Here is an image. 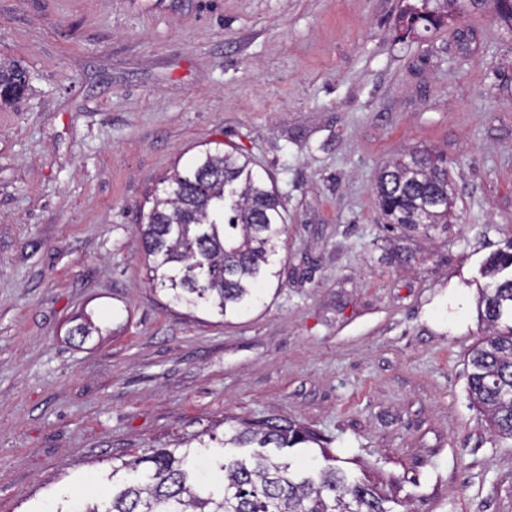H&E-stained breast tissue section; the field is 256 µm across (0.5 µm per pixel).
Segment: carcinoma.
I'll return each instance as SVG.
<instances>
[{
	"label": "carcinoma",
	"instance_id": "cac0c4a2",
	"mask_svg": "<svg viewBox=\"0 0 512 512\" xmlns=\"http://www.w3.org/2000/svg\"><path fill=\"white\" fill-rule=\"evenodd\" d=\"M493 5L496 22L512 29V0H477ZM466 7L464 0H416L399 17L405 33L417 24L438 29ZM24 69L0 64V102L19 100ZM167 187L140 217L137 232L148 257V280L171 301L205 309L227 322L261 300V287L280 277L275 258L288 232L282 199L273 183L254 171L252 160L221 143L200 150L189 165L165 179ZM375 190L387 223L414 230L427 218L450 224L454 198L448 196L443 157L416 148L386 165ZM512 240L489 260L493 280L482 289L481 317L492 329L472 352L469 393L486 411L494 429L512 438ZM98 331L91 316L70 335L80 342ZM233 455H209L213 478L204 481L193 453L161 449L131 462L112 465V498L99 504L80 499L55 512H394L391 499L331 464L300 470L278 455L282 448L323 447L313 430L291 421L244 422L219 440ZM136 476L118 479L121 472Z\"/></svg>",
	"mask_w": 512,
	"mask_h": 512
}]
</instances>
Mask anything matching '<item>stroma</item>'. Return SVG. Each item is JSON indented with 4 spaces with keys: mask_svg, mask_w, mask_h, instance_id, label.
Listing matches in <instances>:
<instances>
[{
    "mask_svg": "<svg viewBox=\"0 0 512 512\" xmlns=\"http://www.w3.org/2000/svg\"><path fill=\"white\" fill-rule=\"evenodd\" d=\"M0 0V512L108 501L115 458L241 421L395 512H512V439L467 392L484 267L512 237V30L490 9L401 36L402 0ZM282 197L279 283L218 322L146 279L135 230L202 144ZM443 155L450 224H385L372 183ZM92 314L101 332L68 334ZM24 69L15 65L3 66L0 63V102L12 103L19 100L25 90Z\"/></svg>",
    "mask_w": 512,
    "mask_h": 512,
    "instance_id": "obj_1",
    "label": "stroma"
}]
</instances>
